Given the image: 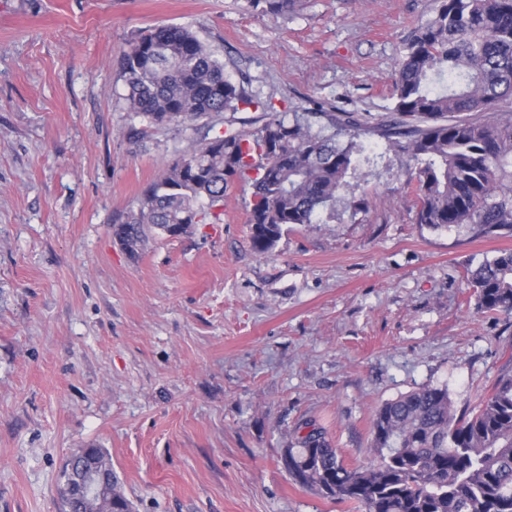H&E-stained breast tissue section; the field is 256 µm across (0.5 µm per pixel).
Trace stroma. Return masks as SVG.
I'll return each mask as SVG.
<instances>
[{
    "mask_svg": "<svg viewBox=\"0 0 512 512\" xmlns=\"http://www.w3.org/2000/svg\"><path fill=\"white\" fill-rule=\"evenodd\" d=\"M438 0H0V512H61L59 476L101 448L134 512H358L295 483L304 423L344 462L372 456L385 401L447 386L473 409L512 371V316L469 270L512 232L417 223L406 154L379 126L407 38ZM187 26L247 94L362 116V161L333 210L258 256L250 182L224 221L112 236L194 138L129 112L120 52ZM364 208H357V201Z\"/></svg>",
    "mask_w": 512,
    "mask_h": 512,
    "instance_id": "stroma-1",
    "label": "stroma"
}]
</instances>
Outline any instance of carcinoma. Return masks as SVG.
<instances>
[{"label":"carcinoma","mask_w":512,"mask_h":512,"mask_svg":"<svg viewBox=\"0 0 512 512\" xmlns=\"http://www.w3.org/2000/svg\"><path fill=\"white\" fill-rule=\"evenodd\" d=\"M129 111L156 125L207 132L141 195L137 210L112 225L134 257L153 231L187 220L220 224L224 194L252 182V246L269 254L288 224H312L333 207L363 124L353 112L286 116L248 96L224 63L188 27L160 25L120 57ZM512 0H440L398 64L390 147L408 157L416 223L472 224L480 234L512 232ZM265 113L252 132L216 133L226 112ZM478 307L512 315V251L470 271ZM281 461L292 479L323 498L363 512H512V375L500 376L470 415L457 414L448 388L423 386L382 403L372 422L373 459L349 468L326 432L313 428Z\"/></svg>","instance_id":"carcinoma-1"}]
</instances>
